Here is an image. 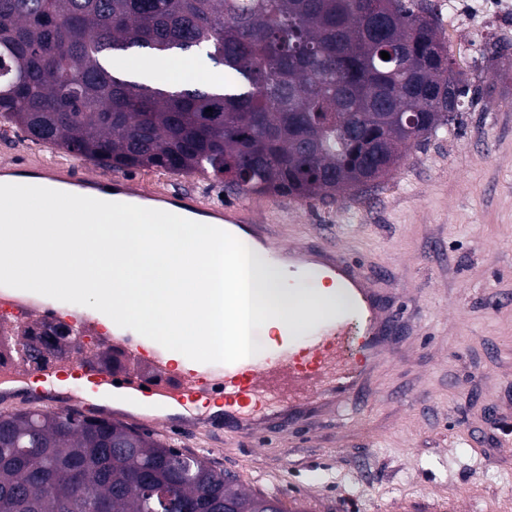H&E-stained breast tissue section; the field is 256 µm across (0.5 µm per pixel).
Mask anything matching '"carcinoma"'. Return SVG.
<instances>
[{
	"instance_id": "1",
	"label": "carcinoma",
	"mask_w": 512,
	"mask_h": 512,
	"mask_svg": "<svg viewBox=\"0 0 512 512\" xmlns=\"http://www.w3.org/2000/svg\"><path fill=\"white\" fill-rule=\"evenodd\" d=\"M437 30L426 0H0V118L108 171L333 199L389 175L406 148L491 96L455 69ZM486 45L487 63L512 67ZM193 48L222 67L220 90H173L104 64ZM224 499L288 512L121 423L0 414V512H208Z\"/></svg>"
}]
</instances>
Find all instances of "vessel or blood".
Masks as SVG:
<instances>
[{"mask_svg": "<svg viewBox=\"0 0 512 512\" xmlns=\"http://www.w3.org/2000/svg\"><path fill=\"white\" fill-rule=\"evenodd\" d=\"M43 179L64 187H75L85 196L108 197L115 201L137 200L148 208L179 216L195 215L206 224H225L248 234H260L274 258H288L293 269L320 263L338 286L352 289L362 313L360 327L345 319H320L317 338L303 343L296 324H289L282 347L267 349L231 364L202 363L197 369L173 374L163 348L146 337L132 340L125 328H116L112 346L127 362L122 371L107 369L96 356L68 354L51 364H32L25 357L4 355L0 369L15 375L50 377L69 370L85 379L84 390L72 391V402L118 385L130 394L180 397L186 400L213 401L217 410L204 419L187 416L140 419V426H164L180 433L224 432L233 437L257 441L289 425L314 416L329 399L346 397L358 401L371 399L372 364L392 353L397 341V326L391 311L382 306L377 288L379 276L363 272L344 248L312 246L302 243L282 249L270 225L257 223L250 204L213 206L191 192L169 194L147 190L142 181L129 175H85L79 166L42 164L26 157L0 163V177ZM0 315L16 325H38L54 319L51 309L26 291L8 286L0 288ZM358 344L361 354L348 357L344 348Z\"/></svg>", "mask_w": 512, "mask_h": 512, "instance_id": "vessel-or-blood-1", "label": "vessel or blood"}]
</instances>
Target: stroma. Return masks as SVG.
Here are the masks:
<instances>
[{
    "label": "stroma",
    "instance_id": "35a3bbf8",
    "mask_svg": "<svg viewBox=\"0 0 512 512\" xmlns=\"http://www.w3.org/2000/svg\"><path fill=\"white\" fill-rule=\"evenodd\" d=\"M431 2L457 70L495 84L492 97L378 183L333 200L250 198L284 244L330 236L389 273L413 330L377 367L374 400L260 444L150 432L290 512H512V71L482 59L487 39L512 45V0ZM38 155L65 157L0 123V161ZM137 175L150 190L224 192L198 174Z\"/></svg>",
    "mask_w": 512,
    "mask_h": 512
}]
</instances>
